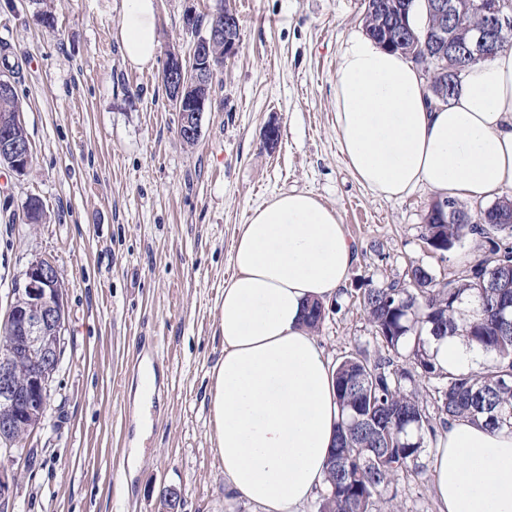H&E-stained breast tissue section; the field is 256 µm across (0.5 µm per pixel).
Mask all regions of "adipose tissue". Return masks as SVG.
<instances>
[{"mask_svg": "<svg viewBox=\"0 0 512 512\" xmlns=\"http://www.w3.org/2000/svg\"><path fill=\"white\" fill-rule=\"evenodd\" d=\"M117 38L129 65H153L154 0H122ZM333 105L340 152L373 196L425 188L441 200L492 199L512 189V50L470 66L438 104L419 63L362 31L339 50ZM354 259L337 212L306 191L254 208L234 240L212 441L225 489L261 512H299L324 487L341 413L302 317L336 295ZM432 471L438 512H512V431L454 421L435 441Z\"/></svg>", "mask_w": 512, "mask_h": 512, "instance_id": "1", "label": "adipose tissue"}]
</instances>
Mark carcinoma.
I'll list each match as a JSON object with an SVG mask.
<instances>
[{
    "mask_svg": "<svg viewBox=\"0 0 512 512\" xmlns=\"http://www.w3.org/2000/svg\"><path fill=\"white\" fill-rule=\"evenodd\" d=\"M413 0H371L365 25L371 37L398 48L400 36H417L406 17ZM426 43V42H424ZM426 76L448 81V61L426 43ZM454 219L431 204L423 240L444 254L469 235L494 243L499 260L479 259L444 281L412 265L403 281L364 289L360 304L384 354L370 360L359 352L342 357L335 369L341 421L327 463L319 512H382L401 480L416 472L429 442L457 419L496 431L512 430V199L503 197L473 214L452 200ZM329 313L320 302L305 311L316 332ZM460 334L482 353V370L445 371L431 342ZM433 400L430 414L424 396Z\"/></svg>",
    "mask_w": 512,
    "mask_h": 512,
    "instance_id": "1",
    "label": "carcinoma"
}]
</instances>
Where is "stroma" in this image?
Masks as SVG:
<instances>
[{"label": "stroma", "mask_w": 512, "mask_h": 512, "mask_svg": "<svg viewBox=\"0 0 512 512\" xmlns=\"http://www.w3.org/2000/svg\"><path fill=\"white\" fill-rule=\"evenodd\" d=\"M48 3L50 24L33 0H0V73L17 88L33 150L24 175L0 168V317L13 279L38 258L55 264L67 301L47 422L22 442L28 462L9 465L5 512H166L170 486L182 494L178 512H256L224 491L209 400L233 241L253 208L296 190L338 212L356 260L317 334L333 365L348 352H381L359 303L364 288L403 279L413 264L445 279L492 245L470 236L450 254L430 251L432 193L373 197L345 163L333 88L363 0H227L240 43L191 147L161 73L169 47L186 56L205 36L216 0H156L159 54L142 71L124 63L116 38L122 0ZM31 197L45 222L26 223ZM144 336L159 340L163 387L146 405L131 370ZM432 480L425 454L393 512H437Z\"/></svg>", "instance_id": "stroma-1"}]
</instances>
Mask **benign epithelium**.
Wrapping results in <instances>:
<instances>
[{
  "mask_svg": "<svg viewBox=\"0 0 512 512\" xmlns=\"http://www.w3.org/2000/svg\"><path fill=\"white\" fill-rule=\"evenodd\" d=\"M439 19L438 44L448 58L477 62L503 48V35L512 30V0H433ZM476 11L477 26L464 27L460 15ZM240 29L235 13H215L207 35L182 57L172 48L167 53L170 102L180 112V137L199 140L201 116L212 102V67L192 66L195 55L224 44V55L235 53ZM32 161L27 136L16 117L0 114V167L24 174ZM66 323L61 279L56 266L37 259L14 280L3 323L6 342L0 345V442L12 446L34 428L43 425L50 396V382L61 361L59 342ZM15 475L0 465V505L13 493Z\"/></svg>",
  "mask_w": 512,
  "mask_h": 512,
  "instance_id": "benign-epithelium-1",
  "label": "benign epithelium"
}]
</instances>
